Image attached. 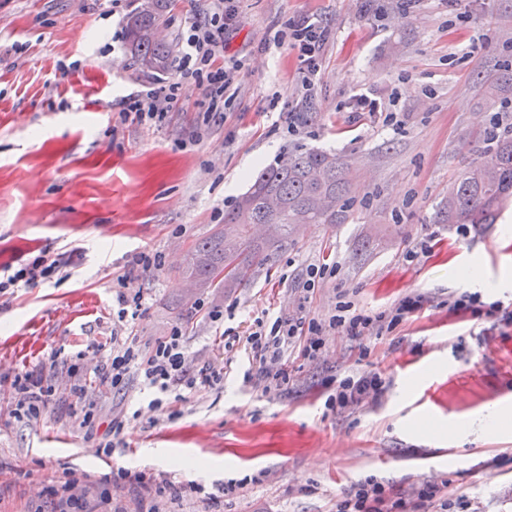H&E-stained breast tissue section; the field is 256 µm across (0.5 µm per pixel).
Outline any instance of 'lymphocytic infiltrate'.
Segmentation results:
<instances>
[{
  "mask_svg": "<svg viewBox=\"0 0 512 512\" xmlns=\"http://www.w3.org/2000/svg\"><path fill=\"white\" fill-rule=\"evenodd\" d=\"M235 19L234 0H206L205 8L189 17L180 34L175 59L176 79L159 81L122 96L118 102L119 118L125 120L133 117L150 125L162 122L177 102L183 81L189 79L203 92L202 106L206 119H222L232 75L240 68L239 61L226 59L224 55V34ZM329 35V28L314 16L301 17L289 25L288 38L292 49L297 52L305 87L314 86L320 74L317 51ZM67 267L68 261L63 255L36 256L12 275L0 280V291L27 288L54 277L66 278ZM131 282L130 274L119 276L116 292L117 321L127 326L128 332L123 336H113L109 355L103 364L95 367L92 375L109 383L113 391L118 393L126 388L130 375H138L143 385L152 392L150 404L154 407L162 405L178 389L223 382V371L210 366L189 370L182 326H173L168 335L150 345L142 343L136 331L129 329V322L137 320L142 311V296L140 292L131 290ZM419 306L418 298L407 297L401 300L394 314L388 318L359 313L349 318L335 314L325 324L280 317L269 324L257 320L254 330L246 338L257 364L245 371L243 380L247 383L259 382L267 394L281 390L290 379L288 363L283 358L285 347L302 344L304 355L314 358L324 346V327L342 328L354 337L369 332L379 334L386 331L388 324L398 323L418 310ZM11 387L14 392V417L19 421L40 419L57 400L56 388L43 366L16 374ZM383 390L384 381L380 374L355 373L340 381L334 401L338 407L345 408L362 403L368 396L381 395ZM90 486L101 488V499L107 504L111 503V491L115 488L134 492L139 505L153 508L162 498L176 500L187 494L200 501L213 498L202 484L179 485L149 471L120 467L96 480L90 474L69 470L51 488L52 512H82L84 500L81 492ZM447 497L448 483L444 480L427 482L403 493L369 479L338 501L336 512H423L426 506Z\"/></svg>",
  "mask_w": 512,
  "mask_h": 512,
  "instance_id": "obj_1",
  "label": "lymphocytic infiltrate"
}]
</instances>
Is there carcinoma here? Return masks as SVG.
<instances>
[{
	"label": "carcinoma",
	"mask_w": 512,
	"mask_h": 512,
	"mask_svg": "<svg viewBox=\"0 0 512 512\" xmlns=\"http://www.w3.org/2000/svg\"><path fill=\"white\" fill-rule=\"evenodd\" d=\"M171 0H137L127 17L128 48L141 69L160 72L172 63V46L156 38L167 20ZM279 198L271 209L268 195ZM512 202V133L493 138L483 158L465 171L443 199L435 218L439 224H494ZM348 167L332 154L300 149L288 158L259 170L250 187L224 212V226L238 233L228 244L215 232L189 252L184 273L201 288H238L273 252L287 246L303 224H341L352 208ZM252 224H272L275 233L259 240L249 233Z\"/></svg>",
	"instance_id": "obj_1"
}]
</instances>
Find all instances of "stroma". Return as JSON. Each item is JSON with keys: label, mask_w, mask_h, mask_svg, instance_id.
Returning a JSON list of instances; mask_svg holds the SVG:
<instances>
[{"label": "stroma", "mask_w": 512, "mask_h": 512, "mask_svg": "<svg viewBox=\"0 0 512 512\" xmlns=\"http://www.w3.org/2000/svg\"><path fill=\"white\" fill-rule=\"evenodd\" d=\"M133 0H0V275L38 255L70 252L71 276L0 294V512H45L44 492L70 467L94 476L147 470L204 484L215 503L183 498L168 512H336L366 479L402 491L445 480L463 512H512V433L473 427L449 444L442 426L486 407L512 405V319L452 314L466 284L452 265H477L485 303L512 310V205L482 230L435 221L438 203L477 163L492 136L512 129V0H239L226 37L242 67L225 117L204 122L202 91L185 83L159 126L120 121L116 101L155 82L132 59L125 35ZM314 15L332 30L321 75L304 89L295 50L273 44L288 20ZM370 93L396 124L350 110ZM298 130L288 134L287 118ZM298 147L345 160L356 202L345 223L297 232L251 280L228 290L190 288L182 275L194 244L261 167ZM429 241L428 252L413 254ZM143 250L164 266L139 274L151 343L185 327L194 363L225 369L221 384L152 408L138 377L120 393L97 382V438L86 439L69 402L16 421L9 381L52 349L80 351L94 367L112 348V286ZM335 275L306 293L309 265ZM420 308L392 331L354 339L327 332L322 357L293 352L277 394L243 381L242 339L255 319L327 322L339 305L390 313L405 297ZM224 311L227 346L197 301ZM379 373L381 396L332 408L326 379ZM128 419L111 439L113 414ZM179 452L201 469L171 466ZM235 492H226L227 484Z\"/></svg>", "instance_id": "1"}]
</instances>
